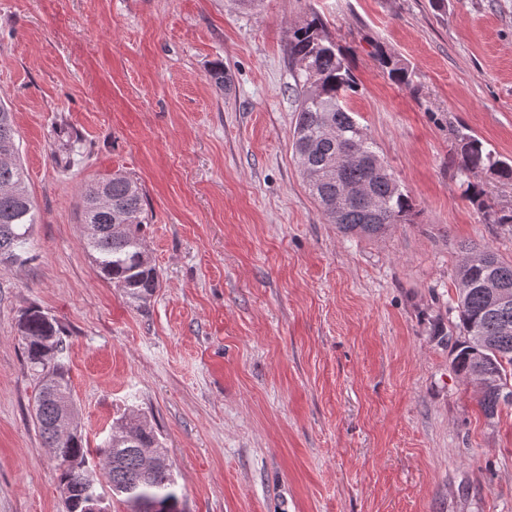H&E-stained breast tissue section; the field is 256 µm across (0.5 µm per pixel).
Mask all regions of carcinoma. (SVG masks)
<instances>
[{"label":"carcinoma","instance_id":"carcinoma-1","mask_svg":"<svg viewBox=\"0 0 512 512\" xmlns=\"http://www.w3.org/2000/svg\"><path fill=\"white\" fill-rule=\"evenodd\" d=\"M288 56L301 66L295 86L297 115L293 153L305 185L330 224L343 234L380 237L394 224H409L412 199L374 147V143L344 98L357 91L342 52L314 18L294 27ZM381 69L398 84H408L412 71L400 59L381 52ZM456 176L466 185L469 200L490 224L512 223V214L493 209L484 185L470 181L483 170L500 182H512V164L497 158L474 135L459 134ZM16 143L14 113L0 103V263H23L37 212L26 184ZM83 241L99 276L142 307L159 286L156 267L145 249L144 194L133 178L114 173L82 194ZM478 251L486 265L465 260L455 270L456 313L463 340L455 346L456 370L479 381V406L488 418L512 406V303L497 305L480 286L493 277L512 289V261L489 248ZM27 363L42 377L35 404V426L45 447L60 462L59 487L68 512H85L88 484H107L112 496L146 512H181L171 465L159 454L153 467L142 468L141 448L159 447L153 428L129 416L112 424V434L96 449L100 470L88 465L89 449L74 420V404L57 357L62 349L56 321L38 308H29L19 323Z\"/></svg>","mask_w":512,"mask_h":512}]
</instances>
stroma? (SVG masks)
<instances>
[{
	"mask_svg": "<svg viewBox=\"0 0 512 512\" xmlns=\"http://www.w3.org/2000/svg\"><path fill=\"white\" fill-rule=\"evenodd\" d=\"M314 17L416 205L379 239L327 223L293 157L288 40ZM0 101L38 212L28 262L0 265V512H66L17 331L33 305L88 448L148 421L183 512H512V408L482 414L449 311L461 243L512 260V223L455 176L462 131L512 161V0H0ZM116 171L144 192L143 309L83 245L81 193ZM378 63L381 69L387 73L388 77L398 84H409L412 77V71L400 59L380 52L377 55Z\"/></svg>",
	"mask_w": 512,
	"mask_h": 512,
	"instance_id": "1",
	"label": "stroma"
}]
</instances>
